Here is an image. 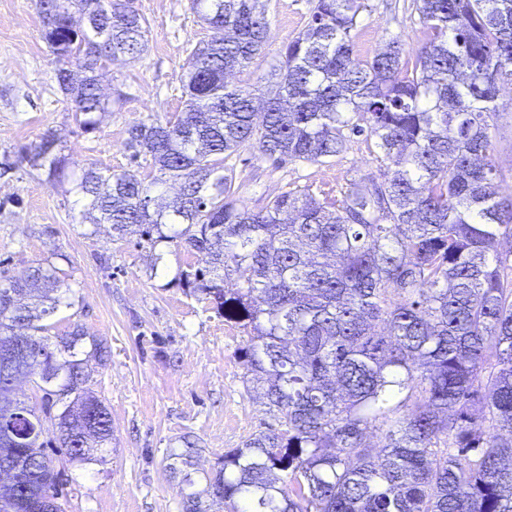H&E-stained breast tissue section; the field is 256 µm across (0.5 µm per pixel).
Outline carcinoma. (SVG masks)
Returning <instances> with one entry per match:
<instances>
[{"label":"carcinoma","instance_id":"obj_1","mask_svg":"<svg viewBox=\"0 0 512 512\" xmlns=\"http://www.w3.org/2000/svg\"><path fill=\"white\" fill-rule=\"evenodd\" d=\"M77 3L99 16L81 26ZM129 0H35L56 79L79 129L93 133L110 100L100 47L148 48L150 24ZM222 33L194 47L180 76L184 110L127 129L132 162L160 176L92 163L73 180L92 234L136 237L157 270L166 242L197 260L174 284L203 294L247 332L246 393L273 422L224 453L183 512H512V195L492 154L500 86L512 85V0H416L427 41L410 60L391 37L354 56L364 0H317L288 42L270 89L231 84L262 52V0H191ZM375 139L385 164L349 183L340 206L286 191L253 211L235 198L224 154L255 146L277 161L323 163L353 136ZM59 183L68 160L52 131L23 151ZM172 181L179 192L160 187ZM74 305L63 270L44 259L0 284V354L41 375L40 407L13 401L0 374V512H64L53 455L102 461L108 407L86 363L107 348L75 324L52 342L48 320ZM386 428L376 448L367 433Z\"/></svg>","mask_w":512,"mask_h":512}]
</instances>
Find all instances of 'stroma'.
Here are the masks:
<instances>
[{"label": "stroma", "mask_w": 512, "mask_h": 512, "mask_svg": "<svg viewBox=\"0 0 512 512\" xmlns=\"http://www.w3.org/2000/svg\"><path fill=\"white\" fill-rule=\"evenodd\" d=\"M315 3L266 0V45L233 82L266 85L282 48L305 29ZM413 3L364 0L354 32L357 57L372 58L392 36L406 56H415L427 35ZM135 6L151 25L148 49L104 71L102 84L117 100L99 129L85 134L58 88L35 0H0V163L13 166L0 176V283L25 276L51 254L63 255L75 305L57 314V330L81 325L111 353L107 365H91L89 386L111 413L112 445L104 463L67 466L65 512H182L189 491L184 475L201 480L225 451L271 420L244 388L239 350L246 333L207 301L171 284L192 255L159 245L162 260L156 276H149L144 250L112 240L104 229L85 236L83 207L69 184L49 181L21 159L24 147L50 130L60 138L71 172L95 163L120 173L132 167L124 146L128 127L182 111V69L190 50L213 32L190 0H135ZM379 156L373 140L357 136L326 163H280L251 145L239 148L230 162L240 204L255 211L291 190L339 200L351 179L377 174ZM186 436L196 450L185 474L175 475L170 454L183 452Z\"/></svg>", "instance_id": "stroma-1"}]
</instances>
